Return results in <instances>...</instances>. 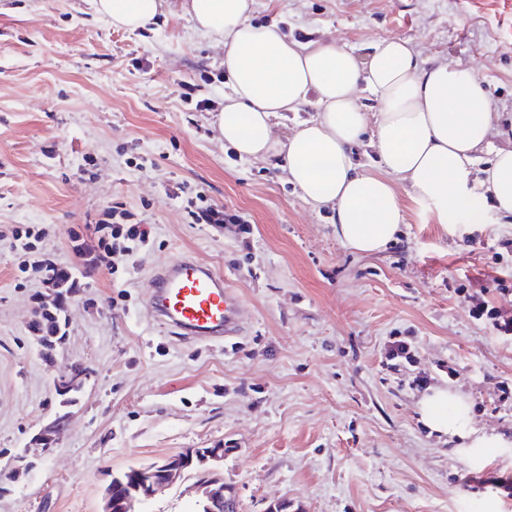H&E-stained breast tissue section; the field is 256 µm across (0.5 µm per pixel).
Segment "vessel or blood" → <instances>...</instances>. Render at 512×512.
I'll list each match as a JSON object with an SVG mask.
<instances>
[{"mask_svg":"<svg viewBox=\"0 0 512 512\" xmlns=\"http://www.w3.org/2000/svg\"><path fill=\"white\" fill-rule=\"evenodd\" d=\"M146 305L162 325L200 343L232 341L242 335L250 318L223 273L190 254L154 276Z\"/></svg>","mask_w":512,"mask_h":512,"instance_id":"b4317fda","label":"vessel or blood"}]
</instances>
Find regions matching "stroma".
<instances>
[{
	"label": "stroma",
	"mask_w": 512,
	"mask_h": 512,
	"mask_svg": "<svg viewBox=\"0 0 512 512\" xmlns=\"http://www.w3.org/2000/svg\"><path fill=\"white\" fill-rule=\"evenodd\" d=\"M169 0L158 22L118 29L93 0H0V512H101L113 475L186 448L224 446L219 474L238 512H512V339L469 314L480 294L512 312V217L438 224L409 206L395 242L373 254L336 237L333 212L306 203L273 161L240 158L216 129L224 48ZM251 24L359 49L409 40L419 67L447 62L485 84L496 123L512 120V0H253ZM247 214L254 230L189 223L184 206ZM121 206L150 229L136 265H89L70 230ZM45 229L44 249L76 279L66 337L34 339L45 280L17 269L7 231ZM191 253L221 271L251 313L242 336L199 343L155 322L150 278ZM413 341L432 385L460 391L468 427L503 445L478 458L431 432L411 373L385 365ZM82 366L77 403L55 383ZM64 426H57L60 415ZM35 466L18 481L16 457ZM196 472L147 512H196Z\"/></svg>",
	"instance_id": "1"
}]
</instances>
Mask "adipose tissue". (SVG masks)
<instances>
[{"instance_id":"adipose-tissue-1","label":"adipose tissue","mask_w":512,"mask_h":512,"mask_svg":"<svg viewBox=\"0 0 512 512\" xmlns=\"http://www.w3.org/2000/svg\"><path fill=\"white\" fill-rule=\"evenodd\" d=\"M252 0H185L195 27L224 46L230 91L217 117L221 139L239 156L282 155L289 179L303 198L334 210L337 238L364 253L382 250L406 222L414 204L447 223L464 214L481 223L484 196L512 216V132L496 125L483 83L446 64L418 67L409 41L385 38L366 54L335 44L288 40L277 29L248 21ZM162 0H95L97 12L129 30L153 22ZM381 104L375 130H368L359 104L362 90ZM318 119L285 141L273 136L277 113L309 103ZM498 136L485 168L478 153ZM370 137L384 166L359 169L351 148ZM405 182L406 195L395 184ZM418 410L427 427L460 435L464 399L444 388L424 394Z\"/></svg>"}]
</instances>
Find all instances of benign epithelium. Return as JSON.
<instances>
[{"label":"benign epithelium","instance_id":"7a95c632","mask_svg":"<svg viewBox=\"0 0 512 512\" xmlns=\"http://www.w3.org/2000/svg\"><path fill=\"white\" fill-rule=\"evenodd\" d=\"M85 373L76 370L55 384L56 391L66 395L83 387ZM224 458V448H189L154 462L112 476L105 491L103 512H137L135 506L148 503L162 489L177 482L193 468L197 471L198 490L205 512H237L235 496L224 486L210 467Z\"/></svg>","mask_w":512,"mask_h":512}]
</instances>
